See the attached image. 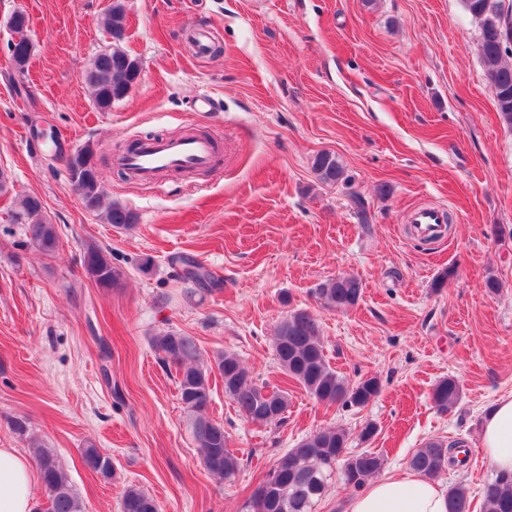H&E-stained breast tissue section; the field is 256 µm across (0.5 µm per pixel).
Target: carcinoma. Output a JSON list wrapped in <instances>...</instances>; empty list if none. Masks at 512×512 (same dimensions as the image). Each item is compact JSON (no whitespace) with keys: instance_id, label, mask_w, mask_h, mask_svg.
<instances>
[{"instance_id":"cac0c4a2","label":"carcinoma","mask_w":512,"mask_h":512,"mask_svg":"<svg viewBox=\"0 0 512 512\" xmlns=\"http://www.w3.org/2000/svg\"><path fill=\"white\" fill-rule=\"evenodd\" d=\"M469 14L480 28V54L487 78L494 82V95L500 118L512 125V64L505 60L512 50V15L501 0H464ZM104 27L112 36V60L103 68H95L102 55H96L84 74L96 105L108 109L112 102L125 97L129 86L140 74L139 62L121 50L118 43L125 36V0H112L104 18ZM312 168L323 183H334L343 176L336 155L321 152ZM70 180L79 183L81 203L85 210L116 228H129L137 215L126 206L114 203L102 208L103 190L93 178L81 170L69 167ZM13 219L23 225L29 245L46 256L56 253L60 235L56 225L47 219L41 201L27 195L13 211ZM181 278L196 285H218V280L192 257H181ZM82 266L101 288H112L120 279L110 256L102 249L89 246L84 251ZM320 304L328 309L355 306L362 294L361 281L350 274H341L324 281L316 288ZM162 365L175 371L181 402L188 412L189 426L205 468L220 479H229L239 470L240 462L224 432V424L209 418L205 410L210 403V378L217 374L224 379V393L248 422L271 424L282 421L278 414L288 408V391L269 388L259 383L252 370L235 354L218 352L206 361L195 339L178 331L158 333L149 337ZM275 352L282 372L299 383L317 401L326 404L363 407L380 392L379 380L365 377L354 384L331 368L327 360L317 318L305 309L296 310L279 326L274 336ZM460 398V386L452 377L436 383L432 401L440 412H448ZM347 435L342 429L326 428L312 432L296 447L278 458L249 498L250 512H313L328 494L336 464L342 463L340 477L349 489H363L381 469L382 461L373 452L364 451L344 456ZM36 464L48 493L46 512H85L81 496L72 485L66 467L56 454L35 442ZM456 444L430 440L416 449L409 465L415 472L438 478L442 472L457 466L450 449ZM81 464L105 479L113 476L111 458L90 444L80 449ZM448 512H471V501L458 487L447 491ZM122 512H160L157 501L136 487L122 494ZM481 512H512V473H498L486 485Z\"/></svg>"}]
</instances>
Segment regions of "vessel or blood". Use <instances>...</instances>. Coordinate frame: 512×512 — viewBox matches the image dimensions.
<instances>
[{"label": "vessel or blood", "instance_id": "vessel-or-blood-1", "mask_svg": "<svg viewBox=\"0 0 512 512\" xmlns=\"http://www.w3.org/2000/svg\"><path fill=\"white\" fill-rule=\"evenodd\" d=\"M217 155V145L211 138L190 131L173 138L133 143L127 151L115 155L113 161L138 179L154 182L170 173L212 168ZM410 221L422 238L433 239L447 224L448 212L435 206H422L412 211Z\"/></svg>", "mask_w": 512, "mask_h": 512}]
</instances>
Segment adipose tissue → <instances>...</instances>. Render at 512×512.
<instances>
[{
	"mask_svg": "<svg viewBox=\"0 0 512 512\" xmlns=\"http://www.w3.org/2000/svg\"><path fill=\"white\" fill-rule=\"evenodd\" d=\"M480 452L495 470L512 471V395L487 412ZM37 472L15 448H0V512H33ZM345 512H448L445 491L420 475L403 471L372 481L349 498Z\"/></svg>",
	"mask_w": 512,
	"mask_h": 512,
	"instance_id": "obj_1",
	"label": "adipose tissue"
}]
</instances>
